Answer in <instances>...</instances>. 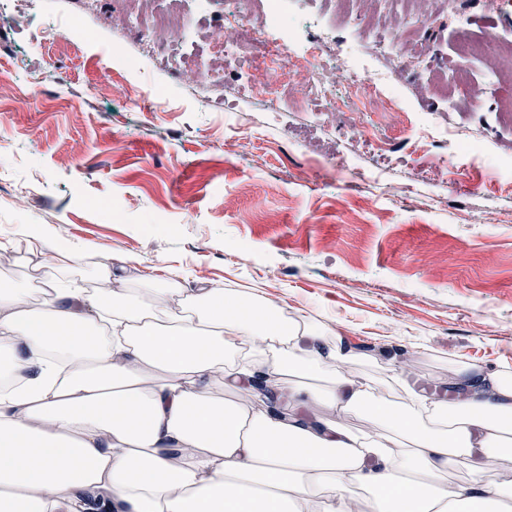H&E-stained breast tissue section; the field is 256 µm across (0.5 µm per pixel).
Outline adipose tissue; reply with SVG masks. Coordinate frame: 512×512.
Returning a JSON list of instances; mask_svg holds the SVG:
<instances>
[{"label": "adipose tissue", "mask_w": 512, "mask_h": 512, "mask_svg": "<svg viewBox=\"0 0 512 512\" xmlns=\"http://www.w3.org/2000/svg\"><path fill=\"white\" fill-rule=\"evenodd\" d=\"M40 282L0 280V512H512V374L393 404L264 302ZM258 378L272 400L225 399Z\"/></svg>", "instance_id": "obj_1"}]
</instances>
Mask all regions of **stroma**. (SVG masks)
Returning a JSON list of instances; mask_svg holds the SVG:
<instances>
[{
    "mask_svg": "<svg viewBox=\"0 0 512 512\" xmlns=\"http://www.w3.org/2000/svg\"><path fill=\"white\" fill-rule=\"evenodd\" d=\"M225 6L0 0V279L48 258L85 284L121 264L137 281L250 295L342 338L352 373L428 395L467 364L512 373V84L471 111L464 90L484 77L461 51L483 37L512 51V5L421 0L395 101L359 93L358 111L327 124L308 78L269 62L197 92L199 59L225 73V41L267 50L263 0H244L234 30ZM284 8L323 39L330 80L335 54L371 57L344 16L391 24L385 0ZM131 16L148 19L150 53L125 31ZM247 81L286 108L225 113ZM346 168L379 181L339 187Z\"/></svg>",
    "mask_w": 512,
    "mask_h": 512,
    "instance_id": "obj_1",
    "label": "stroma"
}]
</instances>
